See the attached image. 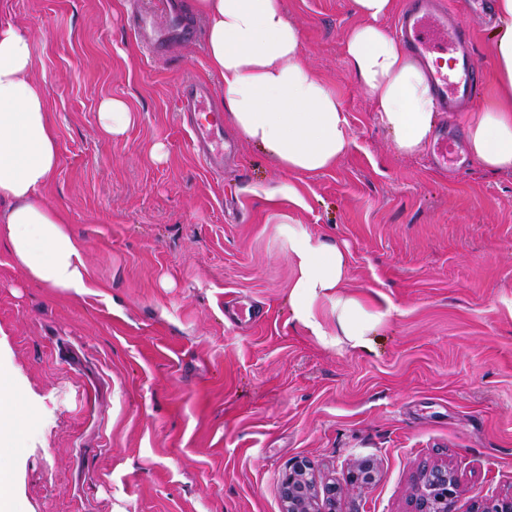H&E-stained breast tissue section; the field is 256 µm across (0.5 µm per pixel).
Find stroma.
I'll return each mask as SVG.
<instances>
[{"instance_id":"obj_1","label":"stroma","mask_w":512,"mask_h":512,"mask_svg":"<svg viewBox=\"0 0 512 512\" xmlns=\"http://www.w3.org/2000/svg\"><path fill=\"white\" fill-rule=\"evenodd\" d=\"M284 3L351 133L336 167L294 178L300 205L267 202L291 178L232 123L223 175L190 150L182 83L206 82L221 109L203 41L157 58L117 0H6L58 134L44 198L66 208L91 281L80 297L41 286L0 235V366L32 419L12 463L19 512H281L301 461L336 482V512H410L433 466L458 477L456 512L512 495V173L472 161L456 116L399 153L347 62L353 0ZM445 4L489 99L481 0ZM110 98L136 116L117 137L100 126ZM292 225L346 246L347 292L390 306L370 350L295 323ZM363 462L374 480L347 486Z\"/></svg>"}]
</instances>
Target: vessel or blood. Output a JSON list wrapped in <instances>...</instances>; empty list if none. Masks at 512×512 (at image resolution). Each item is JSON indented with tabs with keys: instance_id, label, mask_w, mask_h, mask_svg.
<instances>
[{
	"instance_id": "vessel-or-blood-1",
	"label": "vessel or blood",
	"mask_w": 512,
	"mask_h": 512,
	"mask_svg": "<svg viewBox=\"0 0 512 512\" xmlns=\"http://www.w3.org/2000/svg\"><path fill=\"white\" fill-rule=\"evenodd\" d=\"M133 26L137 31L153 33V51L159 56L175 44L192 42L199 36L192 18L173 0H154L153 10L137 14ZM398 27L417 55L426 59L449 55V69L437 65L430 72V86L443 111L454 112L475 98L479 64L469 33L456 18L439 12L432 0H410ZM211 96L207 84L189 80L182 86L179 101L193 133L194 151L210 171L218 174L224 170V120L222 115L206 111Z\"/></svg>"
}]
</instances>
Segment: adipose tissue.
Listing matches in <instances>:
<instances>
[{"instance_id": "adipose-tissue-1", "label": "adipose tissue", "mask_w": 512, "mask_h": 512, "mask_svg": "<svg viewBox=\"0 0 512 512\" xmlns=\"http://www.w3.org/2000/svg\"><path fill=\"white\" fill-rule=\"evenodd\" d=\"M354 4L362 22L347 35L348 64L396 149L415 153L436 119L427 72L381 24L396 0ZM189 9L204 24L208 70L219 81L224 111L247 141L288 173L336 166L351 143L346 113L335 90L307 63L282 0H190ZM495 11L496 93L466 117L465 133L468 152L481 168L512 172V0H496ZM33 68L31 37L0 17V223L30 278L81 296L90 288L83 246L68 233L65 211L43 199L59 153L45 89ZM288 246L295 266L294 321L324 344L368 349L387 313L345 291L347 250L294 228ZM324 301L335 318L332 334L319 318ZM19 396L0 370V475L13 472L10 455L23 428Z\"/></svg>"}]
</instances>
